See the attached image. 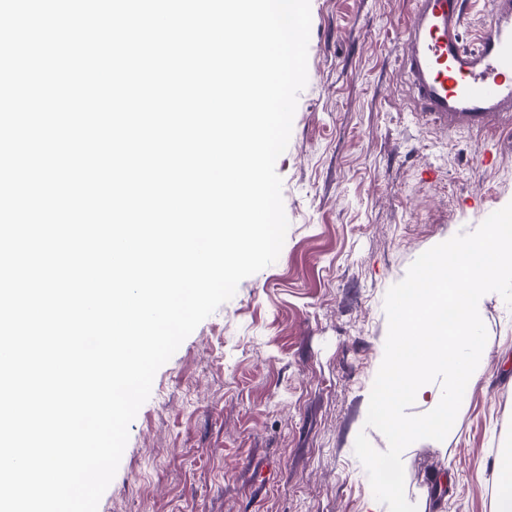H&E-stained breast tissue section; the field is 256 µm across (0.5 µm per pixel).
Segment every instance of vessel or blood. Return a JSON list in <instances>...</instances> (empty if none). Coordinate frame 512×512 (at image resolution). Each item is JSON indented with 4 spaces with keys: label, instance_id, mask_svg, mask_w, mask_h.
I'll return each mask as SVG.
<instances>
[{
    "label": "vessel or blood",
    "instance_id": "obj_1",
    "mask_svg": "<svg viewBox=\"0 0 512 512\" xmlns=\"http://www.w3.org/2000/svg\"><path fill=\"white\" fill-rule=\"evenodd\" d=\"M465 43V0H412L398 56L414 109L444 130H482L512 115V0Z\"/></svg>",
    "mask_w": 512,
    "mask_h": 512
}]
</instances>
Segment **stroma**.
I'll list each match as a JSON object with an SVG mask.
<instances>
[{
	"label": "stroma",
	"mask_w": 512,
	"mask_h": 512,
	"mask_svg": "<svg viewBox=\"0 0 512 512\" xmlns=\"http://www.w3.org/2000/svg\"><path fill=\"white\" fill-rule=\"evenodd\" d=\"M308 81L275 170L289 227L156 373L98 512H388L354 452L413 261L512 202V122L453 134L418 119L399 65L411 0H310ZM443 441L403 453L417 512H494L512 448V307Z\"/></svg>",
	"instance_id": "35a3bbf8"
}]
</instances>
